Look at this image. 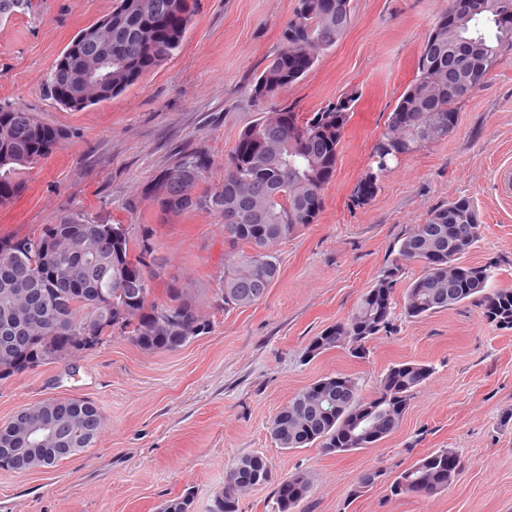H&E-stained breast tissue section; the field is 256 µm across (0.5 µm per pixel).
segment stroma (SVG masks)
<instances>
[{"label":"stroma","mask_w":512,"mask_h":512,"mask_svg":"<svg viewBox=\"0 0 512 512\" xmlns=\"http://www.w3.org/2000/svg\"><path fill=\"white\" fill-rule=\"evenodd\" d=\"M30 13L0 16V101L20 106L67 137L0 206V237L21 238L61 217L83 214L150 226L164 267L156 288L208 294L231 256L224 220L205 210L162 214L148 194L181 154L203 149L206 175L224 177V157L261 107L251 85L281 44L298 0H200L182 47L109 102L71 112L46 100L47 73L75 33L115 0H33ZM448 0H351L336 45L277 107L305 115L342 95L358 101L323 190L316 223L277 247L280 275L266 298L230 312L200 308L210 333L183 348L148 352L115 336L88 352L0 380V423L47 396L94 400L104 416L97 444L55 467L0 469V512H159L193 494L209 512L241 456L259 454L275 478L305 472V512H512V329L465 302L421 319L396 316L365 358L336 348L316 357L314 336L345 320L375 284L395 243L428 211L468 196L480 238L462 258L491 266L493 289L512 290V53L458 106L447 138L406 155L357 202L358 185L389 112L416 75L433 23ZM431 365L400 427L342 455L317 446L285 450L271 435L277 411L311 383L354 378L372 397L394 364ZM461 471L434 495H394L399 473L439 449ZM378 472L360 488L359 478Z\"/></svg>","instance_id":"obj_1"}]
</instances>
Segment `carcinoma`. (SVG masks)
Returning <instances> with one entry per match:
<instances>
[{"label": "carcinoma", "instance_id": "1", "mask_svg": "<svg viewBox=\"0 0 512 512\" xmlns=\"http://www.w3.org/2000/svg\"><path fill=\"white\" fill-rule=\"evenodd\" d=\"M198 0H117L112 9V69L107 89L88 90L78 100L76 72L68 62L93 61L104 43L72 37L48 73L46 99L70 111H81L111 100L145 73L174 55L197 10ZM33 0H0V14L33 11ZM512 12V0H448L423 46L418 75L389 113L375 145L371 168L359 185L360 196L378 187L380 176L397 155H407L448 136V117L457 104L474 93L512 50V26L499 16ZM351 20V0H298L281 32V48L260 73L252 77L257 101L265 103L301 80L318 57L333 48ZM357 98L340 97L300 118L286 108L263 112L243 128L224 162V179L208 185L204 173L207 154L191 152L159 172L149 188L150 198L165 214L206 210L224 218V244L236 258L224 265L215 305L224 311L253 306L263 300L280 274L276 247L300 229L316 223L323 208V190L333 177L338 146ZM65 132L40 122L33 113L0 104V205L21 189L19 175L47 157ZM479 211L465 196L455 197L428 211L423 223L398 240L396 257L375 285L357 302L348 317L313 337L307 354L316 356L338 347L342 337L353 340L351 356L362 358L365 344L390 330L396 303L392 295L405 264L416 263L422 274L406 289L404 315L425 317L467 301L483 307L492 323L504 320L512 329V290H492L487 267H466L459 259L478 242ZM162 264L150 231L139 236L133 253L127 228L99 224L84 215L44 224L22 238L0 237V379L29 369L35 360L58 363L81 350L79 337L96 336L99 346L123 336L145 351L178 349L212 329L190 288H167L154 296L152 282ZM52 288H79L66 298L61 327L47 320L7 321L3 314L23 309ZM431 375L426 364L394 365L379 380L375 396L366 401L358 392L326 388L328 400L298 392L272 422L275 441L284 449L316 445L327 454L355 450L349 419L360 407L373 403L387 416L391 429L402 422L415 390ZM72 433L92 421L103 428V414L93 402L67 410ZM439 449L417 460L394 481L392 492L423 494L426 486L438 493L454 482L459 462ZM269 467L258 454L245 455L229 469L217 493V512H239V500L249 490L273 478H256ZM297 489L277 483L270 512H295L311 492L302 472L290 475ZM189 492L167 500L164 512H189Z\"/></svg>", "mask_w": 512, "mask_h": 512}]
</instances>
